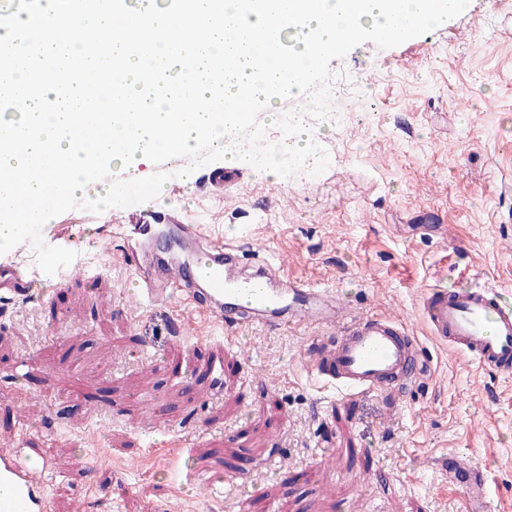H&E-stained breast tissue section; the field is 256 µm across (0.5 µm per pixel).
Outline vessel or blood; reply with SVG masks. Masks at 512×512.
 I'll return each mask as SVG.
<instances>
[{
    "label": "vessel or blood",
    "mask_w": 512,
    "mask_h": 512,
    "mask_svg": "<svg viewBox=\"0 0 512 512\" xmlns=\"http://www.w3.org/2000/svg\"><path fill=\"white\" fill-rule=\"evenodd\" d=\"M7 215L38 231V207L21 193H13ZM231 245L205 237L199 226L175 224L165 256L147 257L128 252L125 262L138 276V301L161 302L188 296L212 317L227 324L249 318L251 324L271 316H287L289 323L304 321L337 329V336H318L307 345L312 373L343 398L371 394L404 396L408 386L424 374L422 346L403 324L373 315L337 327L339 295L330 289L291 280L271 265L261 272L240 275ZM0 294L27 300L29 280L11 265L0 267ZM424 319L433 336L465 355L479 369L512 374V302L493 288L459 286L429 289L422 301ZM49 459L30 465L19 445L0 448V512H52V499L41 480ZM448 473L461 481L468 512H487V475L466 457L448 460Z\"/></svg>",
    "instance_id": "obj_1"
}]
</instances>
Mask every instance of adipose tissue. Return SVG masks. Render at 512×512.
I'll list each match as a JSON object with an SVG mask.
<instances>
[{
    "label": "adipose tissue",
    "mask_w": 512,
    "mask_h": 512,
    "mask_svg": "<svg viewBox=\"0 0 512 512\" xmlns=\"http://www.w3.org/2000/svg\"><path fill=\"white\" fill-rule=\"evenodd\" d=\"M428 0H32L0 21V57L27 43L39 46L40 64L20 72L0 69V107L15 112L0 122V188L12 179L44 198L47 189L70 197L86 186L94 161L153 158L163 137L192 152L201 137L224 135L248 122L232 111L241 95L267 99L266 121L279 118L285 98L308 87L319 58L350 36L419 22ZM152 32L150 54L131 53L130 31ZM100 33L116 64L104 78L112 97L101 111L81 109V87L58 89L71 56L80 55L76 32ZM262 31L287 37L267 72L255 69L247 37ZM142 98L128 115L118 106Z\"/></svg>",
    "instance_id": "adipose-tissue-1"
}]
</instances>
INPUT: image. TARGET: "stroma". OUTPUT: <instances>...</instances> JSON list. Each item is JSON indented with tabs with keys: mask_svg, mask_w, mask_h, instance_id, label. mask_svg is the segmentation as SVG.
I'll return each mask as SVG.
<instances>
[{
	"mask_svg": "<svg viewBox=\"0 0 512 512\" xmlns=\"http://www.w3.org/2000/svg\"><path fill=\"white\" fill-rule=\"evenodd\" d=\"M306 97L317 163H243L220 194L206 179L223 157L137 163L132 178L163 193L129 211L266 247L352 317L400 320L426 376L397 403L343 400L303 359L324 328L229 337L183 298L134 308L123 257L140 229L114 233L93 193L60 200L30 250L0 247L42 286L0 300V445L20 436L52 458L53 512H466L455 454L487 470L491 512H512V379L476 372L422 316L435 285L512 299V0L364 35L323 57Z\"/></svg>",
	"mask_w": 512,
	"mask_h": 512,
	"instance_id": "stroma-1",
	"label": "stroma"
}]
</instances>
